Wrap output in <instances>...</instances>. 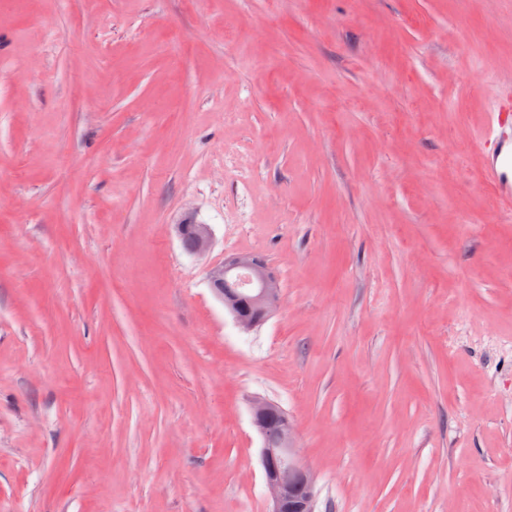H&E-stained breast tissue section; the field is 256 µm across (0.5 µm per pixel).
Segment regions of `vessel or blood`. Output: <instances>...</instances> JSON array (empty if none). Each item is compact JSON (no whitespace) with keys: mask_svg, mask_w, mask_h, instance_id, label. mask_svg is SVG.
<instances>
[{"mask_svg":"<svg viewBox=\"0 0 512 512\" xmlns=\"http://www.w3.org/2000/svg\"><path fill=\"white\" fill-rule=\"evenodd\" d=\"M476 139L482 145L481 180L500 204H512V101L497 96L488 102Z\"/></svg>","mask_w":512,"mask_h":512,"instance_id":"b4317fda","label":"vessel or blood"}]
</instances>
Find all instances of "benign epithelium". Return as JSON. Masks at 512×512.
Segmentation results:
<instances>
[{
    "mask_svg": "<svg viewBox=\"0 0 512 512\" xmlns=\"http://www.w3.org/2000/svg\"><path fill=\"white\" fill-rule=\"evenodd\" d=\"M180 240L186 235L193 238L191 253L206 252L211 245V231L206 224H181L178 226ZM246 278L249 293L264 318L271 317L279 308L282 299L280 280L268 264L251 253H238L224 263L209 268L207 280L215 296L233 316L237 326L251 331L257 322L240 313L234 288L238 280ZM273 403L263 397L251 401L252 423L262 439L261 464L265 485L271 501L270 512H315L314 474L295 446L294 427L288 415L282 416L283 428L278 437L271 436L263 427L262 420ZM299 478L308 486L307 496L297 497L293 491V480Z\"/></svg>",
    "mask_w": 512,
    "mask_h": 512,
    "instance_id": "benign-epithelium-1",
    "label": "benign epithelium"
}]
</instances>
